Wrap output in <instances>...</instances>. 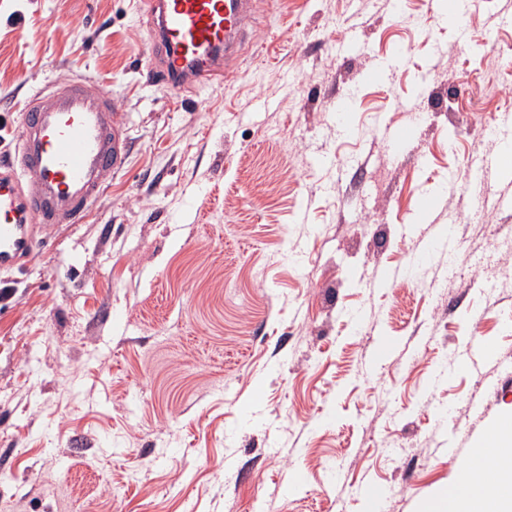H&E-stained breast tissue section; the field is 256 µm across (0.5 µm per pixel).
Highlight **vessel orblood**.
<instances>
[{"instance_id": "1", "label": "vessel or blood", "mask_w": 512, "mask_h": 512, "mask_svg": "<svg viewBox=\"0 0 512 512\" xmlns=\"http://www.w3.org/2000/svg\"><path fill=\"white\" fill-rule=\"evenodd\" d=\"M153 29L146 47L147 82L174 91L214 76L238 73L241 51L261 11V0H147ZM475 0H440L438 14L458 36H465ZM504 150L475 158L481 176L512 170V114L501 113L489 125ZM14 158L0 162V274L22 271L37 255L42 240L64 224L87 220L107 179L121 172L128 143L115 100L83 79L53 92L36 91L21 112ZM442 195L422 193L414 208L419 224L436 223ZM450 228H441L428 251L413 256L411 276L426 265L429 250H454ZM496 355L493 344L473 337L449 363V371H479Z\"/></svg>"}]
</instances>
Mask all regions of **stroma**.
Here are the masks:
<instances>
[{"label": "stroma", "instance_id": "35a3bbf8", "mask_svg": "<svg viewBox=\"0 0 512 512\" xmlns=\"http://www.w3.org/2000/svg\"><path fill=\"white\" fill-rule=\"evenodd\" d=\"M391 2L269 0L238 77L176 94L140 75L138 0H0V156L26 96L77 74L130 142L88 221L0 280L13 512H368L362 485L424 512L512 412V210L505 182L463 183L512 110V26L489 27L512 0H479L464 47L437 0ZM451 178L456 261L371 287L424 247L417 195ZM474 336L496 361L436 380Z\"/></svg>", "mask_w": 512, "mask_h": 512}]
</instances>
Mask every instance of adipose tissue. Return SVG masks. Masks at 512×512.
Returning a JSON list of instances; mask_svg holds the SVG:
<instances>
[{
	"label": "adipose tissue",
	"mask_w": 512,
	"mask_h": 512,
	"mask_svg": "<svg viewBox=\"0 0 512 512\" xmlns=\"http://www.w3.org/2000/svg\"><path fill=\"white\" fill-rule=\"evenodd\" d=\"M488 440L495 455L461 464L467 479L438 495L435 504L442 512H475L481 500L491 503L492 512H512V428L493 427Z\"/></svg>",
	"instance_id": "1"
}]
</instances>
